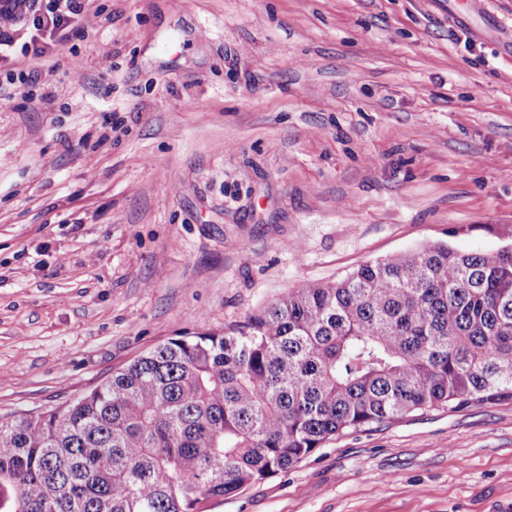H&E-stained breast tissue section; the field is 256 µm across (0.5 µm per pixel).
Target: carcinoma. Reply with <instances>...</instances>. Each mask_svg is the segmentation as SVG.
I'll use <instances>...</instances> for the list:
<instances>
[{"label":"carcinoma","mask_w":512,"mask_h":512,"mask_svg":"<svg viewBox=\"0 0 512 512\" xmlns=\"http://www.w3.org/2000/svg\"><path fill=\"white\" fill-rule=\"evenodd\" d=\"M512 401V247L439 242L150 348L0 419V512H199L328 438Z\"/></svg>","instance_id":"obj_1"}]
</instances>
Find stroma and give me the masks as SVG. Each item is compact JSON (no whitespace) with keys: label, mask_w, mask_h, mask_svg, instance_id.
Masks as SVG:
<instances>
[{"label":"stroma","mask_w":512,"mask_h":512,"mask_svg":"<svg viewBox=\"0 0 512 512\" xmlns=\"http://www.w3.org/2000/svg\"><path fill=\"white\" fill-rule=\"evenodd\" d=\"M0 100V419L446 241L512 244V0H93ZM202 512H512V402L326 441Z\"/></svg>","instance_id":"stroma-1"}]
</instances>
